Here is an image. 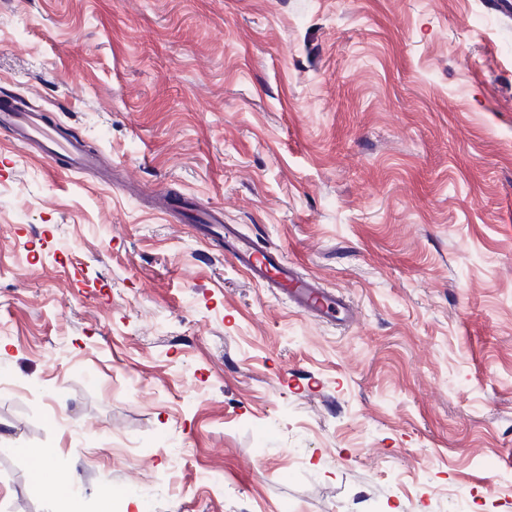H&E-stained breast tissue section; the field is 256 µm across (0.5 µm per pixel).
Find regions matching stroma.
<instances>
[{"label": "stroma", "mask_w": 512, "mask_h": 512, "mask_svg": "<svg viewBox=\"0 0 512 512\" xmlns=\"http://www.w3.org/2000/svg\"><path fill=\"white\" fill-rule=\"evenodd\" d=\"M0 98L112 163L0 132V512H512V0H0ZM194 218L197 230L206 236L220 237L231 259L247 277L261 287H273L288 301L323 321H354L356 312L339 294L324 288L318 279L299 272L284 253L270 246H260L236 224H224L221 209L185 208Z\"/></svg>", "instance_id": "1"}]
</instances>
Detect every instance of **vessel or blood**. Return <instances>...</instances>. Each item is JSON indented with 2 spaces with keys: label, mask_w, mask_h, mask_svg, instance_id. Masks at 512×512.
Segmentation results:
<instances>
[{
  "label": "vessel or blood",
  "mask_w": 512,
  "mask_h": 512,
  "mask_svg": "<svg viewBox=\"0 0 512 512\" xmlns=\"http://www.w3.org/2000/svg\"><path fill=\"white\" fill-rule=\"evenodd\" d=\"M0 128L7 130L17 143L39 147L55 170L83 174L104 163L103 155L86 150L82 141L45 121L36 110L0 104ZM191 215L201 234L223 239L231 259L259 286L276 288L284 298L294 300L320 320L354 319V310L341 295L299 272L281 250L259 245L237 225L225 223L221 209H195Z\"/></svg>",
  "instance_id": "b4317fda"
}]
</instances>
